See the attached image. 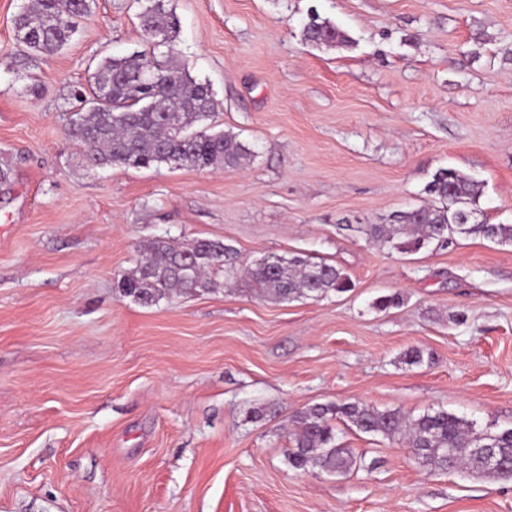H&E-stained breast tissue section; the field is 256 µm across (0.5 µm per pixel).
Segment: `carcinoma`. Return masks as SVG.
<instances>
[{
    "instance_id": "cac0c4a2",
    "label": "carcinoma",
    "mask_w": 512,
    "mask_h": 512,
    "mask_svg": "<svg viewBox=\"0 0 512 512\" xmlns=\"http://www.w3.org/2000/svg\"><path fill=\"white\" fill-rule=\"evenodd\" d=\"M141 13L144 30L157 45L173 46L176 17L160 0H148ZM92 0H30L14 22L15 46L26 58L63 49L77 31L78 19L87 16ZM305 39L331 45L345 41L343 32L327 21L312 19ZM78 108L69 116L66 135L78 147L84 167L146 168L178 164L199 169L237 168L252 156L250 148L229 133H209L192 127L204 124L215 112L212 89L195 81L171 55L157 57L141 51L127 56H106L91 75L89 88L76 90ZM431 201L391 213L383 224H361L356 231L401 251H418L444 237L479 236L498 244L512 243L511 224L462 221L480 194L477 183L451 168H441L426 187ZM240 276L238 251L220 239L196 238L173 244L164 237L141 247L136 266L117 279L121 296L149 306L177 290L185 294L211 292L219 287L212 275ZM247 288L275 302L321 297L345 292L352 283L342 269L326 261L301 256L282 258L272 268L254 263L243 276ZM339 419L362 433L392 440L400 437L418 452L419 462L432 469H458L483 477L511 478L508 470L482 466L479 448L512 451V427L478 431L445 410L416 417L397 410L381 411L350 402L314 405L293 416L295 430L288 462L295 469L347 473L357 458L336 445L331 420Z\"/></svg>"
}]
</instances>
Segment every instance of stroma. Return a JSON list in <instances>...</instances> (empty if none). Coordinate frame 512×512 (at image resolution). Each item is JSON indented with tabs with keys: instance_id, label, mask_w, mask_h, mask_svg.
Segmentation results:
<instances>
[{
	"instance_id": "stroma-1",
	"label": "stroma",
	"mask_w": 512,
	"mask_h": 512,
	"mask_svg": "<svg viewBox=\"0 0 512 512\" xmlns=\"http://www.w3.org/2000/svg\"><path fill=\"white\" fill-rule=\"evenodd\" d=\"M24 3L0 0V512H512L511 478L433 472L340 422L359 469L287 459L314 404L512 425V245L401 252L354 230L422 204L447 167L479 183L478 220L512 224V0H164L216 129L255 153L204 170H90L65 135L97 62L150 49L145 0H94L26 66ZM315 15L345 42L306 41ZM159 236L223 240L244 265L323 259L353 286L120 297Z\"/></svg>"
}]
</instances>
